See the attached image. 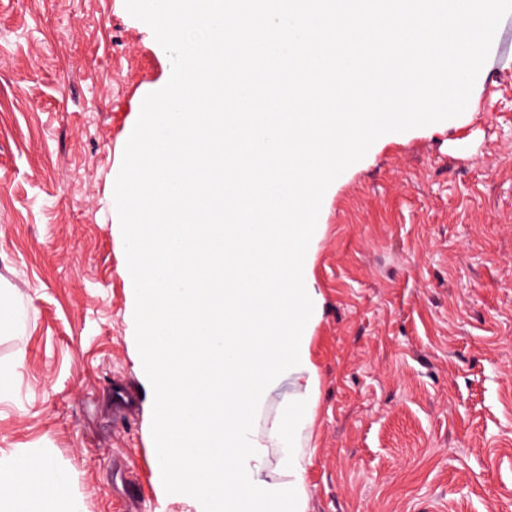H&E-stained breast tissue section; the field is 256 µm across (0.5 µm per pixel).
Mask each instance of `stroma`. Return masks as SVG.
Here are the masks:
<instances>
[{"instance_id": "35a3bbf8", "label": "stroma", "mask_w": 512, "mask_h": 512, "mask_svg": "<svg viewBox=\"0 0 512 512\" xmlns=\"http://www.w3.org/2000/svg\"><path fill=\"white\" fill-rule=\"evenodd\" d=\"M466 110L389 134L327 189L310 257L319 405L308 512H512V55ZM171 62L124 0H0V456L31 448L81 512L167 493L135 359L114 184Z\"/></svg>"}]
</instances>
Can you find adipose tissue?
Here are the masks:
<instances>
[{
    "instance_id": "obj_1",
    "label": "adipose tissue",
    "mask_w": 512,
    "mask_h": 512,
    "mask_svg": "<svg viewBox=\"0 0 512 512\" xmlns=\"http://www.w3.org/2000/svg\"><path fill=\"white\" fill-rule=\"evenodd\" d=\"M0 512H81L68 484L42 453L0 457Z\"/></svg>"
}]
</instances>
